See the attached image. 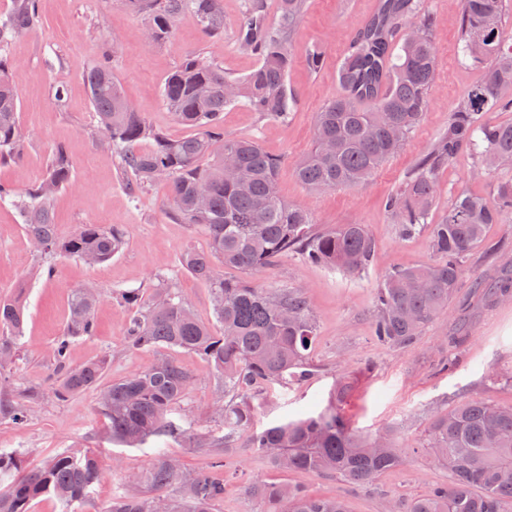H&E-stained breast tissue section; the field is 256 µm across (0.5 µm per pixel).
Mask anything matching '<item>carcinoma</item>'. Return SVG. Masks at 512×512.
<instances>
[{
  "mask_svg": "<svg viewBox=\"0 0 512 512\" xmlns=\"http://www.w3.org/2000/svg\"><path fill=\"white\" fill-rule=\"evenodd\" d=\"M307 0H280L277 23L270 24L264 0H250L237 32L239 49L259 63L243 78H231L197 56H186L166 78L164 101L175 119L194 133L171 139L132 108L107 63L86 71L87 91L98 119V132L117 151L136 185L169 180L174 214L202 229L205 251L181 253L182 267L211 289L215 322L198 319L178 291L162 287L149 301L140 291L120 293L133 310L126 323L132 349L191 351L210 364L224 381V400L217 411L224 436L193 434L171 417L190 392L194 378L174 358L162 356L151 366L100 387L106 363L69 364L70 338L94 333L99 289L85 284L71 293L66 337L54 349L59 384L55 395L67 398L101 388L100 413L114 443L140 447L151 439H182L190 448L245 447L281 471L334 474L354 485L373 483L402 462L403 451L390 430L374 435L356 431L343 411L351 382L340 378L324 407L300 418L248 431L255 413V389L286 384L314 375L311 350L316 326L305 292L299 288L269 291L248 282L224 278L223 267L258 270L279 257L299 251L312 263L353 274L367 267L375 241L362 224H338L316 232L304 208L284 202L277 190L279 159L253 138L226 139L220 132L224 110L240 101L271 119L286 118L293 97L288 89V37ZM506 0H460L461 51L485 63L481 81L457 104L442 136L417 163L402 185L385 201L400 235L426 224L437 195L442 168L463 147L471 149L480 177L509 174L487 198L460 192L437 224L430 225L435 260L392 270L375 297L374 336L384 344L406 348L448 309L461 288L464 260L481 248L489 225L512 215V123L487 119V113L512 111V43L502 38ZM144 16L154 42L171 36L172 23L191 10L209 35L222 29L218 0H129ZM415 19L412 27L406 22ZM37 20L35 0H17L0 19V45ZM431 20L420 13L419 0H378L376 11L357 28L337 68L341 94L317 113L315 146L295 166L308 187L327 191L366 184L397 153L418 123L436 79L439 60L429 31ZM0 58V161L23 145L20 104ZM371 103L367 109L364 104ZM143 139L148 151L136 149ZM72 185L66 153L52 154L45 178L25 195L0 184V201L15 203L25 233L44 255L101 264L126 245L117 226L83 224L62 236L53 223L55 193ZM496 298L512 297V277L493 285ZM25 307L20 297L0 299V369L10 364L22 336ZM27 391L0 402V420L21 424L29 417ZM426 447L448 470V484L408 503L389 501L387 512H512V405L470 399L434 415ZM21 460L0 454V512H29L42 496L57 499L62 512H213L224 498V479L210 470L197 471L169 488L181 474V463L159 450L140 489L94 505L91 489L103 472L97 454L67 449L37 470L18 478ZM245 494L255 512H349L339 497L314 496L279 483H254Z\"/></svg>",
  "mask_w": 512,
  "mask_h": 512,
  "instance_id": "cac0c4a2",
  "label": "carcinoma"
}]
</instances>
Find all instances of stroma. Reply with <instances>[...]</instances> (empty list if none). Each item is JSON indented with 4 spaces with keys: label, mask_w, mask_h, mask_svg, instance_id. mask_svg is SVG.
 I'll use <instances>...</instances> for the list:
<instances>
[{
    "label": "stroma",
    "mask_w": 512,
    "mask_h": 512,
    "mask_svg": "<svg viewBox=\"0 0 512 512\" xmlns=\"http://www.w3.org/2000/svg\"><path fill=\"white\" fill-rule=\"evenodd\" d=\"M246 3L219 0L224 15L221 36L207 35L187 11L176 21L171 40L156 44L146 39L144 20L128 0H37L36 24L0 49V56L13 64L10 78L18 91L26 135L18 156L0 162V184L18 192L35 186L53 151L63 149L71 162L74 186L60 191L54 201L53 218L60 233L70 234L82 224L122 226L128 231L126 246L111 260L90 266L57 257L49 274L40 271L41 257L31 248L17 210L0 201V297L21 296L27 314L18 357L7 373L15 388L34 393L27 402L31 418L26 425L0 421V452L17 455L26 472L68 448L102 453L109 466L92 490L99 506L146 471L155 447L131 448L107 441L97 392L56 397L53 350L66 332L72 290L92 282L103 299L95 313V334L72 339L70 363L77 367L105 359L108 383L147 368L161 355L153 348H128L124 325L129 310L119 299L120 291L137 289L149 296L165 284L178 289L202 321L213 322L214 316L209 286L180 264L184 250L207 249L205 233L173 217L165 180L129 191V176L117 153L99 140L84 71L91 64L108 62L125 97L151 125L172 139L188 136L190 127L177 122L164 103V80L189 54L203 57L229 76L249 74L257 60L236 45ZM375 7L376 0H307L290 35L288 87L295 105L287 119L262 117L243 102L225 109L222 118L225 138H254L279 159L282 199L305 207L316 230L365 225L376 243L372 261L359 274L347 275L291 253L255 272L226 268L224 276L267 289H304L316 323L311 358L317 373L285 388L261 390L253 429L260 431L319 409L335 380L345 377L352 390L344 408L354 428L368 435L393 430L406 449V460L372 485L356 486L335 476L276 470L239 445L222 457L224 497L215 512H252L254 505L244 488L261 481L342 497L350 512H385L386 500L407 502L447 483V472L420 445L434 414L470 398L512 404V301L492 302L473 288L474 283L489 284L502 272L512 271L511 216L489 228L493 255L478 250L464 262L460 294L470 298V305L450 302L446 313L406 349L383 345L373 333L375 292L385 275L396 267L434 259L427 229L400 236L385 209V198L447 131L450 112L483 75L480 63L458 53L460 15L455 0H421L422 10L434 18L431 37L439 72L428 92L427 108L403 148L365 185L315 191L295 175L296 163L314 145L318 112L340 94L336 68L345 47ZM316 47L323 52V62L313 70L307 57ZM60 84L67 93L59 100L55 90ZM473 165V157L463 151L441 171L430 222L442 218L458 192L494 194L495 179L472 178ZM457 334L468 341L455 348L447 339ZM174 356L195 377L183 402L187 413L183 427L192 433L223 436L224 424L213 413L220 378L197 354L178 350Z\"/></svg>",
    "instance_id": "stroma-1"
}]
</instances>
